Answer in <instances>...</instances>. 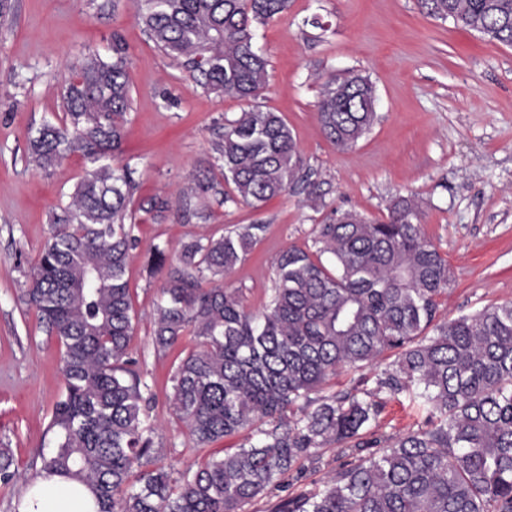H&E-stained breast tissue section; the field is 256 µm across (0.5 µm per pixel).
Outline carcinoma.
Returning <instances> with one entry per match:
<instances>
[{"label":"carcinoma","mask_w":512,"mask_h":512,"mask_svg":"<svg viewBox=\"0 0 512 512\" xmlns=\"http://www.w3.org/2000/svg\"><path fill=\"white\" fill-rule=\"evenodd\" d=\"M421 6L436 20L512 47V0ZM287 10L288 0H141L140 18L149 40L199 74L204 87L251 101L269 81L254 27ZM374 103L364 76L330 78L317 105L323 134L339 150L355 146L377 118ZM129 107L126 51L116 44L112 61H82L65 119L45 123L28 142L29 162L42 170L72 152L89 164L50 217L26 291L61 348L65 378L48 426L57 446L41 455L40 473L89 485L98 512H243L312 449L334 444L355 461L278 512H512V302L436 322L450 267L423 236L418 205L404 196L381 220L345 213L318 225L314 254L283 251L260 312L247 310L236 291L200 283L232 273L263 225L182 244L154 321L159 354L187 330L196 337L195 349L173 366L176 411L200 445L258 422L270 428L184 474L178 491L168 471L149 467L148 399L128 351L134 325L126 272L137 246V185L118 155ZM220 153L224 181L254 207L297 180V144L277 112L254 106L224 119ZM212 189L213 181H198L183 196L185 222L206 218L197 198ZM325 253L335 270L322 262ZM386 356L394 360L374 389L314 397L338 370L362 372ZM383 392L407 394L425 425L383 442L364 440ZM365 448L371 452L363 455ZM12 466L10 450L0 448V482L14 479Z\"/></svg>","instance_id":"1"}]
</instances>
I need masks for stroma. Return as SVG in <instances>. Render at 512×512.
I'll return each mask as SVG.
<instances>
[{
    "label": "stroma",
    "mask_w": 512,
    "mask_h": 512,
    "mask_svg": "<svg viewBox=\"0 0 512 512\" xmlns=\"http://www.w3.org/2000/svg\"><path fill=\"white\" fill-rule=\"evenodd\" d=\"M117 39L127 48L131 94L119 162L137 182L138 247L126 273L135 312L130 355L150 399L153 454L173 481L245 437L198 446L174 408L173 364L196 340L187 332L166 356L154 350V313L168 275L145 269L153 249L173 265L191 237L264 225L223 280L258 311L279 254L292 246L314 251L316 227L333 212L379 219L397 197L411 196L424 237L452 271L441 318L512 300V47L430 18L418 0H291L287 14L256 29L269 72L256 104L283 116L316 190L299 186L253 207L227 201L233 186L219 152L225 119L247 102L204 88L160 51L143 29L139 0H7L0 12V448L11 450L18 475L0 484V512H14L42 455L56 446L48 424L64 392L61 350L24 292L50 236V213L87 169L77 153L51 171L34 168L28 139L44 122L62 120L74 67L93 54L111 60ZM349 72L374 84L377 120L341 151L323 135L317 103L330 76ZM202 174L215 185L199 200L207 218L184 222L183 193ZM155 198L167 200L165 212L151 210ZM385 401L368 438L422 425L408 397ZM353 460L333 445L315 449L244 512H277L282 501L323 489Z\"/></svg>",
    "instance_id": "stroma-1"
}]
</instances>
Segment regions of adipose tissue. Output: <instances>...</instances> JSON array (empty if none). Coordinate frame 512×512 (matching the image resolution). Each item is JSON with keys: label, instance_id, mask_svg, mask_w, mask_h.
<instances>
[{"label": "adipose tissue", "instance_id": "ef3b65f1", "mask_svg": "<svg viewBox=\"0 0 512 512\" xmlns=\"http://www.w3.org/2000/svg\"><path fill=\"white\" fill-rule=\"evenodd\" d=\"M20 512H98V505L86 485L58 475H44L28 486Z\"/></svg>", "mask_w": 512, "mask_h": 512}]
</instances>
